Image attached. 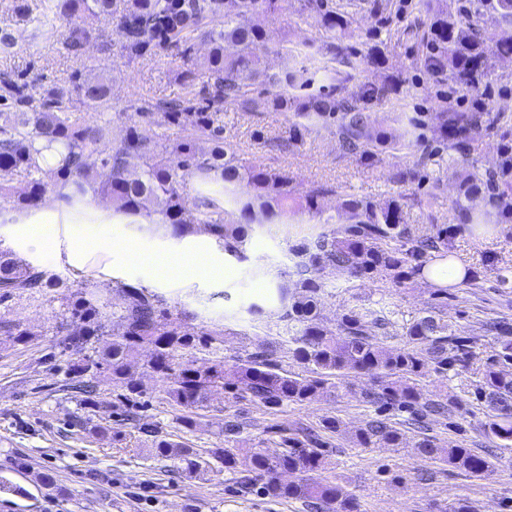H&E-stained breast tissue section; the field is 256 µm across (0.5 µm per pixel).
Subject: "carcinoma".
Here are the masks:
<instances>
[{"label": "carcinoma", "mask_w": 512, "mask_h": 512, "mask_svg": "<svg viewBox=\"0 0 512 512\" xmlns=\"http://www.w3.org/2000/svg\"><path fill=\"white\" fill-rule=\"evenodd\" d=\"M300 2L333 36L352 24V17L332 0ZM280 6L281 0H127L119 6L114 0H44L42 16L36 21L41 25L66 22L65 41L75 53L89 40V31L78 23L87 13L108 19L123 31V49L130 59L150 56L158 47L180 38L187 40L184 54L190 57L193 41L203 42L207 46L202 64L210 79L209 98L205 106L194 104L192 72L181 73L185 95L162 102L160 108L164 121L181 127L184 135L167 144L162 155L158 143L142 136L136 127L138 120L153 118L152 112L130 116L126 135L114 143L106 125L89 123L78 115L82 109L96 111L110 101L111 86L102 69L74 76L65 95L52 91L39 99L24 84L0 80V101L15 105L13 112L0 111V195L15 198L19 210L39 208L52 194L68 203L88 195L100 197L109 203L114 217L133 224L164 225L178 238L207 232L234 255L241 254L248 231L255 225L302 224L305 215L319 224L334 223V217L324 216L321 205L330 189L316 186L297 197L288 173L241 164L222 138L220 110L228 103L261 112L267 101L252 96L251 88L277 89L274 104L292 110L295 125L332 128L345 151L366 156L378 147L380 138L371 134L373 119L365 105L396 93L397 84L393 80L364 84L352 100L319 93L288 101V86L295 76L287 71L268 72L262 58L269 50V36L260 24L246 20L262 12L273 13ZM488 13L503 22L494 33L482 26ZM489 52L512 56V0H469L459 15L448 10L432 13L418 62L438 82L453 77L477 89L485 78L484 59ZM334 60L352 71L385 65L375 43L365 51L339 44ZM434 119L440 144L460 150L478 126L480 115L441 108ZM201 138L212 142L206 153L194 147ZM103 168L109 169L105 181L99 180ZM188 180L198 186L197 194L190 198L183 191ZM486 183L491 185L488 203L493 206L512 195V182L499 185L477 170L462 179L457 219L478 234L490 231L492 211L473 207L475 195ZM341 197L340 229L291 248L292 284L278 288L292 358L301 371L284 368L274 351L266 348L234 366L230 384L225 381L223 360L216 359L201 369L194 360L183 359V352L194 349L217 353L224 328L217 325L192 332L170 318L165 299L120 283L114 291L121 304L110 315L83 294L63 303L62 324L68 327L64 343L78 355L71 373L79 379L84 402L95 403L93 386L81 380L89 361L111 374L125 397L142 394L130 362L140 347L150 350L147 369L166 380L168 399L187 410L180 423L188 431L198 425L197 415L209 408L212 396L228 386L238 399L275 408L334 393L336 380L351 373L379 375L385 381L379 388L363 392L362 398L373 405L414 410L410 425L418 439L412 448L419 456L486 478L495 468L487 456L452 440L448 447L438 448L426 436L425 418L461 410L465 403L454 395L443 401L425 397L420 387L425 359L446 377L468 369L474 357L472 338L451 329L442 310L429 311L413 322L405 333L404 348L388 346L376 337V331L387 325L382 310L351 309L334 330L316 322L325 288L314 274L321 270L332 269L337 279L345 282L366 276L401 282L422 275L423 268L435 261L440 262L436 273L444 276L446 261L452 257L448 231L415 235L403 224V198L375 203L346 192ZM226 203L237 211L232 223L225 221ZM60 284L55 275L0 248V306L17 295ZM111 320L121 327L119 338L101 354L89 355L91 340L107 335ZM490 330L497 335L498 349L486 364L474 396L487 410V436L499 447L511 448L512 369L505 366H512V325L496 321ZM0 333L17 343H26L34 335L1 316ZM303 436L302 440L288 438L282 450L274 453L266 448H248L241 454L217 448L212 458L239 476L241 483L258 487L267 498L302 500L315 512H359V502L344 486L313 477L324 466V453L318 445L319 435L307 431ZM405 441L399 429L379 417L356 434L360 448H399ZM153 448L157 456L180 460L182 470L189 474L210 466V461L183 442L162 439ZM284 471L300 473L303 478L284 483L279 479Z\"/></svg>", "instance_id": "obj_1"}]
</instances>
